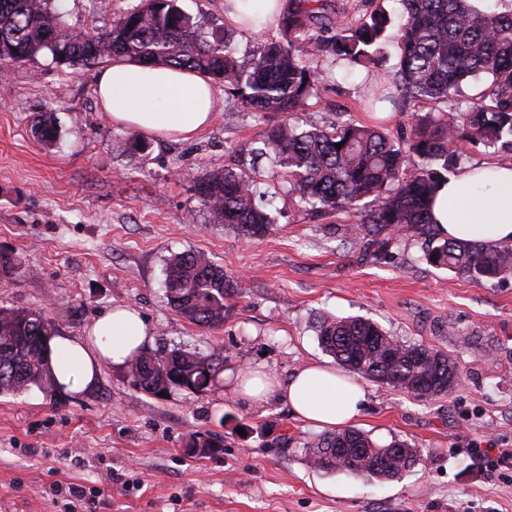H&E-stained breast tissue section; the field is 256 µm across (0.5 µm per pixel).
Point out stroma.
<instances>
[{"label": "stroma", "instance_id": "1", "mask_svg": "<svg viewBox=\"0 0 512 512\" xmlns=\"http://www.w3.org/2000/svg\"><path fill=\"white\" fill-rule=\"evenodd\" d=\"M137 0H59L67 23H110ZM388 40L378 65L346 69L325 58L322 90L296 118L363 123L384 115L399 133L429 104L370 110L368 90L397 62ZM98 65L59 67L50 58L11 68L0 93V252L21 263L0 277V309L37 310L62 336H84L101 312L134 307L147 342L222 352L224 370L201 395L154 397L125 367L103 365L96 384L64 393L33 387L0 396V512H512V461L497 468L473 445L512 448V278L473 281L426 263L422 239L406 233L388 255L350 250V219L304 211L282 191L275 168L256 177L273 193L276 222L246 238L209 223L192 176L237 166L277 113L258 120L219 102L212 124L187 141L148 137L145 151L113 152L130 127L112 125L94 93ZM53 115L56 144L33 128ZM194 252L244 278L223 326L200 328L164 296V267ZM323 313L362 316L399 341L441 348L459 384L424 401L363 381L354 426L375 442L404 440L419 460L401 479L379 481L310 467L303 445L317 436L278 394L260 403L236 396V375L260 370L288 379L310 362L332 364L313 329ZM223 437L220 452L187 456L196 432ZM85 488L74 499L69 486ZM335 495L323 494V487Z\"/></svg>", "mask_w": 512, "mask_h": 512}]
</instances>
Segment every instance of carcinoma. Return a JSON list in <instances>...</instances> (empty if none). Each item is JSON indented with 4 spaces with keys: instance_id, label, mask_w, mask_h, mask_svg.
Masks as SVG:
<instances>
[{
    "instance_id": "obj_1",
    "label": "carcinoma",
    "mask_w": 512,
    "mask_h": 512,
    "mask_svg": "<svg viewBox=\"0 0 512 512\" xmlns=\"http://www.w3.org/2000/svg\"><path fill=\"white\" fill-rule=\"evenodd\" d=\"M401 2L406 20L396 34L392 102L398 107L408 100L430 101L444 105L445 115L413 112L396 136L352 118L305 126L290 119L321 91L313 62L333 57L366 67L380 60L391 25L380 6L353 22L330 0H288L279 36L240 58L231 33L223 27L204 30L178 0H139L100 29L70 26L56 0H0V72L44 56L58 66L125 58L198 70L224 83L227 96L256 118L270 112L284 116L267 126L261 146L251 149L250 166L266 159L279 170L288 196L317 215L351 214L355 223L345 229L350 249L383 254L399 233L420 234L430 226L434 193L468 149L512 152V11H483L470 0ZM470 80L482 89L466 96L461 89ZM34 127L44 142L58 137L47 116ZM409 153L418 158L410 170ZM193 187L212 224L231 226L245 237L263 236L274 224L257 179L241 167L196 176ZM423 254L427 263L477 281L512 276L511 242L433 236ZM230 288L245 290L243 282L202 255L177 253L166 263L167 303L198 327L224 325ZM55 332L54 322L40 311H0V394L54 388L48 341ZM315 332L337 364L364 379L421 400L445 395L455 385L448 353L400 342L368 319L322 314ZM128 368L131 385L146 394L159 397L177 389L203 394L223 371L224 355L163 343L141 349ZM341 447L359 448L361 454L326 456ZM305 455L327 473L392 481L415 464L417 451L399 439L380 445L347 428L311 440Z\"/></svg>"
}]
</instances>
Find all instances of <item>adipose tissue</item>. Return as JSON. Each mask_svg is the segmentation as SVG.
I'll return each instance as SVG.
<instances>
[{
    "label": "adipose tissue",
    "instance_id": "1",
    "mask_svg": "<svg viewBox=\"0 0 512 512\" xmlns=\"http://www.w3.org/2000/svg\"><path fill=\"white\" fill-rule=\"evenodd\" d=\"M286 8V0H224V20L242 31L244 15L256 13L265 27L273 28ZM95 92L113 124L183 140L209 126L218 105L212 79L198 71L122 58L99 71ZM432 218L451 238L512 242V161L470 166L450 178L438 191ZM148 337L149 328L138 311L116 306L96 318L87 336L52 338L51 368L57 384L71 392L93 386L102 364L125 365ZM237 391L252 401L278 393L299 420L328 430L352 423L366 399L358 384L318 363L301 367L284 382L269 373L243 371Z\"/></svg>",
    "mask_w": 512,
    "mask_h": 512
}]
</instances>
